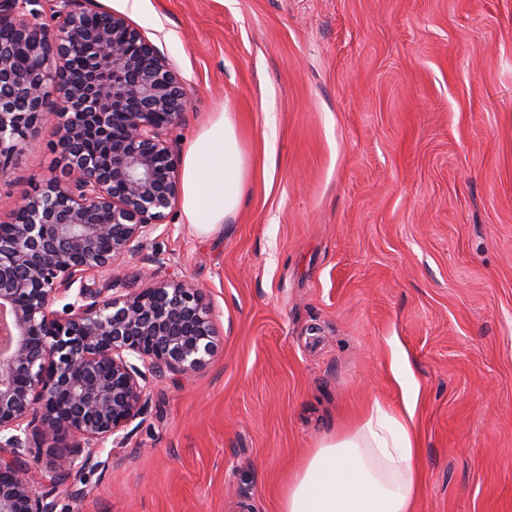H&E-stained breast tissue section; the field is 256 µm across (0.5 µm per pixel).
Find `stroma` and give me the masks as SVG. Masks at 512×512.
Wrapping results in <instances>:
<instances>
[{"mask_svg": "<svg viewBox=\"0 0 512 512\" xmlns=\"http://www.w3.org/2000/svg\"><path fill=\"white\" fill-rule=\"evenodd\" d=\"M125 15L188 100L184 157L231 113L248 177L223 230L173 208L130 285L203 287L219 348L154 383L57 512H280L373 402L413 401L414 512H512V0H82ZM57 126L0 177V224L63 172Z\"/></svg>", "mask_w": 512, "mask_h": 512, "instance_id": "stroma-1", "label": "stroma"}]
</instances>
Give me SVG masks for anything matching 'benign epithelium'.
Here are the masks:
<instances>
[{"label": "benign epithelium", "mask_w": 512, "mask_h": 512, "mask_svg": "<svg viewBox=\"0 0 512 512\" xmlns=\"http://www.w3.org/2000/svg\"><path fill=\"white\" fill-rule=\"evenodd\" d=\"M31 2L0 0V175L60 118L66 172L16 203L22 221L0 225V512H55L56 491L105 466L107 441L124 443L149 384L200 371L218 349L197 284L110 277L181 195L165 138L187 108L179 78L125 16L55 0L48 28ZM57 79L61 112L48 103ZM101 272L103 284L87 283ZM34 440L50 444L47 460Z\"/></svg>", "instance_id": "benign-epithelium-1"}]
</instances>
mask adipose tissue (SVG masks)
<instances>
[{
    "label": "adipose tissue",
    "mask_w": 512,
    "mask_h": 512,
    "mask_svg": "<svg viewBox=\"0 0 512 512\" xmlns=\"http://www.w3.org/2000/svg\"><path fill=\"white\" fill-rule=\"evenodd\" d=\"M247 168L230 114L217 112L185 154L182 214L203 234L238 207ZM412 410L380 402L355 425L325 435L294 470L281 512H413L420 488Z\"/></svg>",
    "instance_id": "1"
}]
</instances>
